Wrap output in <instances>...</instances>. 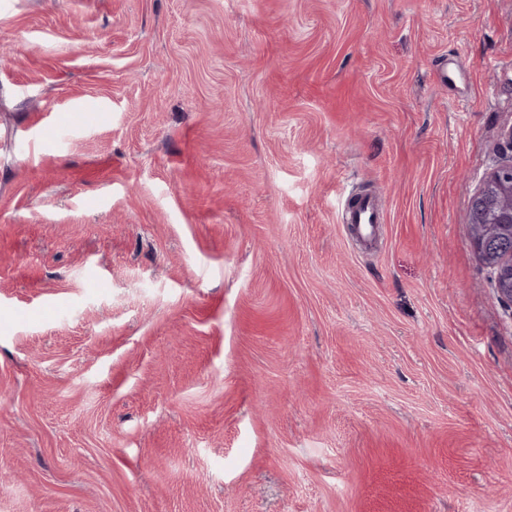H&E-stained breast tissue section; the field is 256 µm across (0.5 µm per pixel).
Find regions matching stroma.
I'll use <instances>...</instances> for the list:
<instances>
[{
    "mask_svg": "<svg viewBox=\"0 0 512 512\" xmlns=\"http://www.w3.org/2000/svg\"><path fill=\"white\" fill-rule=\"evenodd\" d=\"M511 130L512 0H0V512H512ZM504 199L512 201V162L496 167L483 181L482 186L474 194L470 201L469 214L477 217L481 224L471 225V231L478 233L482 226L486 224H495V232L491 237H482L471 235L470 244L478 256L487 264L496 267L493 257L501 249L506 247L508 240L511 245L507 253L503 256V261H507L510 266V275L504 286H500L497 276L495 288L499 298L509 304L512 308V206L507 208L506 215L499 219L485 218L496 208L500 207V202ZM356 196L358 199L355 204L352 203V198L343 202L340 212L341 224H353L362 239H376L379 225L384 224L381 203L371 195Z\"/></svg>",
    "mask_w": 512,
    "mask_h": 512,
    "instance_id": "35a3bbf8",
    "label": "stroma"
}]
</instances>
